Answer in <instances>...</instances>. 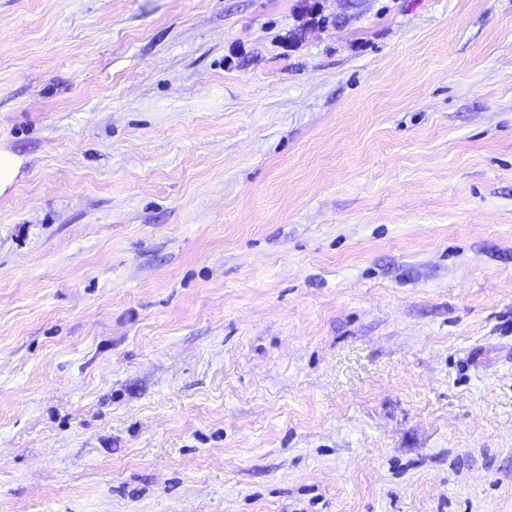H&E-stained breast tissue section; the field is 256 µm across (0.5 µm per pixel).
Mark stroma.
<instances>
[{
  "label": "stroma",
  "mask_w": 512,
  "mask_h": 512,
  "mask_svg": "<svg viewBox=\"0 0 512 512\" xmlns=\"http://www.w3.org/2000/svg\"><path fill=\"white\" fill-rule=\"evenodd\" d=\"M0 0V512H512V0ZM23 163L22 157L0 147V195L7 194L12 190L20 176Z\"/></svg>",
  "instance_id": "stroma-1"
}]
</instances>
